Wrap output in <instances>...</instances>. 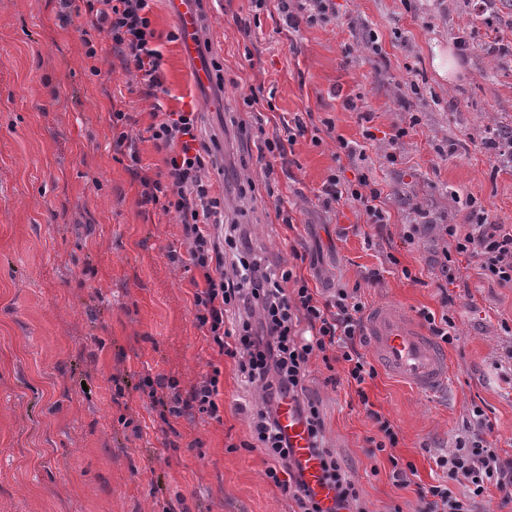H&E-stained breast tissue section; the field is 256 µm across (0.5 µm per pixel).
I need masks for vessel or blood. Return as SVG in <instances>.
I'll use <instances>...</instances> for the list:
<instances>
[{"label": "vessel or blood", "mask_w": 512, "mask_h": 512, "mask_svg": "<svg viewBox=\"0 0 512 512\" xmlns=\"http://www.w3.org/2000/svg\"><path fill=\"white\" fill-rule=\"evenodd\" d=\"M372 349L390 374L419 392L430 393L448 382V363L433 341L390 305L377 308L367 324ZM281 424L287 430L295 452L306 459L305 475L309 488L324 506H332L334 493L321 481L317 460L307 455V437L303 424L290 409L281 412Z\"/></svg>", "instance_id": "obj_1"}]
</instances>
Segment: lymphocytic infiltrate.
<instances>
[{
	"label": "lymphocytic infiltrate",
	"instance_id": "1",
	"mask_svg": "<svg viewBox=\"0 0 512 512\" xmlns=\"http://www.w3.org/2000/svg\"><path fill=\"white\" fill-rule=\"evenodd\" d=\"M83 2L88 26L104 34L149 94L161 92L159 36L150 18L154 0ZM198 122L194 112H155L148 131L156 148L166 154V169L159 179L140 172L136 147L129 145L127 133H119L118 143L129 146V170L142 187L141 201L161 205L181 219L189 261L202 279L193 293L195 320L220 352L236 358L242 381L261 400L250 427L271 460L267 478L292 492L299 512H366L340 461L323 448L318 410L303 395L311 358L333 349L346 366L348 381L360 386L376 377L375 367L355 345L364 306L356 293L345 288L319 300L292 270L263 263L250 251L240 225L225 223L224 196L203 174ZM321 193L326 203L354 204L370 223L390 220L383 189L366 175L353 181L334 175ZM442 233L457 254L480 258L485 277L512 288V229L489 223L482 214L466 234H458L452 224L443 225ZM218 383L213 374L183 394L176 383L147 377L139 388L160 413L180 416L195 408L215 419L220 413ZM285 404L303 423L308 452L319 460L323 481L336 492L330 508H323L309 490L305 466L280 424V408ZM435 464L443 477L416 488V512H473L471 504L450 489L453 481L470 484L474 496L493 488L501 492L503 503L512 502V461L502 459L485 441L441 453Z\"/></svg>",
	"mask_w": 512,
	"mask_h": 512
}]
</instances>
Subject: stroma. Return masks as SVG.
<instances>
[{
  "mask_svg": "<svg viewBox=\"0 0 512 512\" xmlns=\"http://www.w3.org/2000/svg\"><path fill=\"white\" fill-rule=\"evenodd\" d=\"M335 3V18L294 30L277 0L259 11L251 0H190L203 55L224 76L204 84L196 59L168 38L177 29L168 0H157L166 92L152 98L110 42L98 62L86 58L84 15L65 25L58 0H0V512H295L237 410L257 397L195 322L197 271L181 260L179 218L142 205L127 150L115 145L119 110L143 169L164 171L147 133L158 104L199 114L203 174L256 253L304 254L297 271L324 295L348 288L369 310L451 318L448 384L430 394L381 372L365 383L364 404L342 363H310L304 394L319 409L322 444L369 512L416 508L385 455L370 453L375 416L395 425V454L422 485L441 477L437 454L462 442L486 439L512 460V288L484 277L475 258L441 267L442 225L467 233L472 207L512 228V167L485 146L489 128H512V70L488 52L512 42V0ZM257 89L270 103L267 136L297 112L307 124L266 162L244 103ZM366 129L364 160L340 168L339 139ZM340 171L381 184L388 223L325 205L321 188ZM212 373L216 420L162 422L134 389L148 376L186 391Z\"/></svg>",
  "mask_w": 512,
  "mask_h": 512,
  "instance_id": "35a3bbf8",
  "label": "stroma"
}]
</instances>
